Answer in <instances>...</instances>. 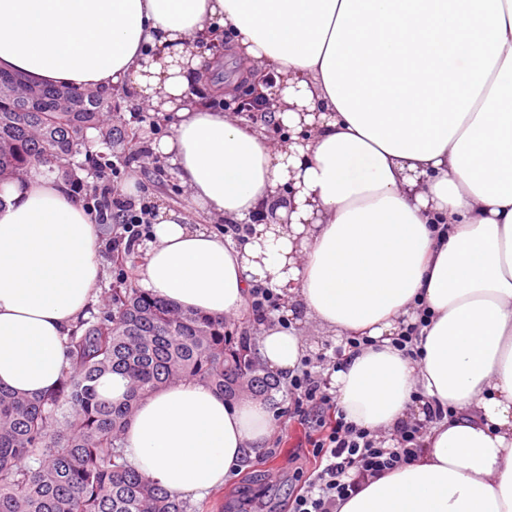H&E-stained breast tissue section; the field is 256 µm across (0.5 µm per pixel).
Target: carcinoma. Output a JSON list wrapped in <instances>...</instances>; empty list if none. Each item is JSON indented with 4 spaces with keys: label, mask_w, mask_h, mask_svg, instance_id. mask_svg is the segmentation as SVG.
Instances as JSON below:
<instances>
[{
    "label": "carcinoma",
    "mask_w": 512,
    "mask_h": 512,
    "mask_svg": "<svg viewBox=\"0 0 512 512\" xmlns=\"http://www.w3.org/2000/svg\"><path fill=\"white\" fill-rule=\"evenodd\" d=\"M104 104L89 90L0 72V182L22 179L34 165L67 181L75 166L99 167L76 157L90 130L115 143L102 124ZM69 349L72 367L55 392L0 388V512H192L124 458L123 435L140 400L187 380L226 397L244 384L264 396L277 386L224 320L184 312L122 279L112 284L111 308L78 322ZM107 374L126 380L117 399L102 387Z\"/></svg>",
    "instance_id": "1"
}]
</instances>
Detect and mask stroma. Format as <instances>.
Masks as SVG:
<instances>
[{"instance_id": "1", "label": "stroma", "mask_w": 512, "mask_h": 512, "mask_svg": "<svg viewBox=\"0 0 512 512\" xmlns=\"http://www.w3.org/2000/svg\"><path fill=\"white\" fill-rule=\"evenodd\" d=\"M241 66L233 52H226L221 60H214L211 54L200 58L201 76L196 84V94L202 95L211 87L220 83H232L238 80ZM106 123L122 127L140 125L144 128L143 137L148 151L128 159L116 151H104L98 140L88 145L92 153H103L105 169H116L118 184L124 196L135 198L140 187H147L148 197L155 209L165 208L184 210L190 223L201 224L219 231L224 222L207 214L204 208L196 206L190 193L158 147L161 141L172 135L178 116L173 112H157L144 101L139 100L133 88H126L124 94L112 98L103 109ZM99 248L97 260L102 271L98 301L93 312L105 311L108 304L107 291L118 276H125L128 283L138 285L140 265L145 256V247L134 251V263L125 271H118L112 264L110 247L115 232L111 225L97 227ZM274 416L269 436L262 448L256 449L253 458L246 467L228 475L223 486L213 489L196 499L198 512H286L289 498L299 491L301 484L296 481L294 471L311 474L319 463L308 455L309 430L299 422L289 419L288 386L280 384L270 397Z\"/></svg>"}]
</instances>
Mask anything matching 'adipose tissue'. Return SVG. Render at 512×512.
Returning a JSON list of instances; mask_svg holds the SVG:
<instances>
[{
	"mask_svg": "<svg viewBox=\"0 0 512 512\" xmlns=\"http://www.w3.org/2000/svg\"><path fill=\"white\" fill-rule=\"evenodd\" d=\"M227 24L243 71L285 75L272 117L306 141L175 107L196 82V35ZM0 71L98 91L128 82L176 112L160 150L194 202L232 222L276 206L240 245L159 215L146 290L235 317L259 281L327 332L368 337L333 384L347 421L380 435L424 418L415 391L454 409L420 459L340 512H512V0H0ZM97 248L44 166L0 183V386L58 387L68 338L98 299ZM422 306L431 319L412 361L392 340ZM260 352L284 376L303 349L272 326ZM271 416L270 403L181 382L140 402L125 458L197 498L263 444Z\"/></svg>",
	"mask_w": 512,
	"mask_h": 512,
	"instance_id": "ef3b65f1",
	"label": "adipose tissue"
}]
</instances>
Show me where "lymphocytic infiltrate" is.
Here are the masks:
<instances>
[{
	"instance_id": "f902f5d3",
	"label": "lymphocytic infiltrate",
	"mask_w": 512,
	"mask_h": 512,
	"mask_svg": "<svg viewBox=\"0 0 512 512\" xmlns=\"http://www.w3.org/2000/svg\"><path fill=\"white\" fill-rule=\"evenodd\" d=\"M98 223L122 229L127 248L152 237L156 214L150 201L119 198L110 176H103L92 206ZM288 416L316 431L310 445L323 464L303 492L291 499L288 512H338L370 480L393 471L418 455L425 432L417 422L403 424L393 441L346 421L336 413L337 395L330 375L301 358L288 375Z\"/></svg>"
}]
</instances>
